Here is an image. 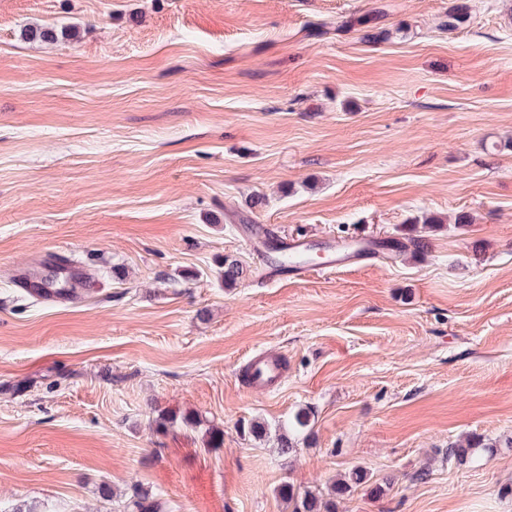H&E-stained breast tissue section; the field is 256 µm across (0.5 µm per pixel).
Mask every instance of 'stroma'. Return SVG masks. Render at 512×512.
Wrapping results in <instances>:
<instances>
[{
    "label": "stroma",
    "instance_id": "stroma-1",
    "mask_svg": "<svg viewBox=\"0 0 512 512\" xmlns=\"http://www.w3.org/2000/svg\"><path fill=\"white\" fill-rule=\"evenodd\" d=\"M456 2L0 0V512H285L357 466L336 512H512V0L441 29ZM378 7V41L343 31ZM265 226L428 248L275 278ZM67 259L76 299L30 298ZM251 383L256 388H269L278 384L283 376L281 361L270 354H257L249 360ZM308 424L307 414L297 412L292 420V434H282L279 436L277 451L282 457H288L294 450L299 438L306 431Z\"/></svg>",
    "mask_w": 512,
    "mask_h": 512
}]
</instances>
